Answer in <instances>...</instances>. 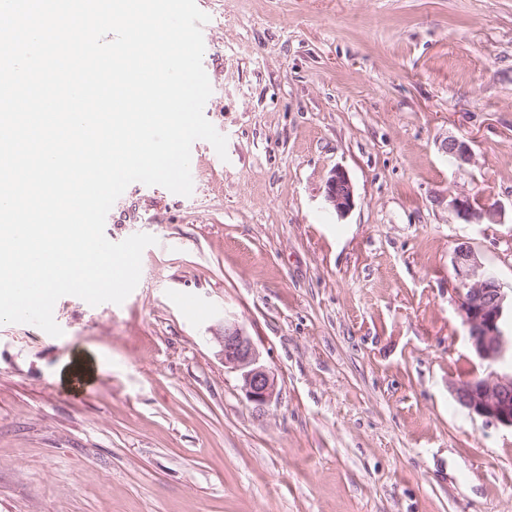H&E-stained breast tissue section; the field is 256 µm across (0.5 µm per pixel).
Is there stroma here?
Returning a JSON list of instances; mask_svg holds the SVG:
<instances>
[{
  "instance_id": "obj_1",
  "label": "stroma",
  "mask_w": 512,
  "mask_h": 512,
  "mask_svg": "<svg viewBox=\"0 0 512 512\" xmlns=\"http://www.w3.org/2000/svg\"><path fill=\"white\" fill-rule=\"evenodd\" d=\"M199 8L228 157L201 142L191 195L116 200L107 238L156 239L122 304L61 297L59 337L0 325V512H512V430L451 392L486 373L458 242L512 286V0ZM455 196L500 220L463 223ZM227 317L270 405L224 367ZM325 200L339 214H347L355 205L354 189L348 174L333 169L325 183ZM215 336L221 346L224 367L239 374L246 398L259 407L273 402L277 397V380L261 361L260 353L243 327L224 318V326L215 329Z\"/></svg>"
}]
</instances>
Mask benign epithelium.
<instances>
[{
    "label": "benign epithelium",
    "mask_w": 512,
    "mask_h": 512,
    "mask_svg": "<svg viewBox=\"0 0 512 512\" xmlns=\"http://www.w3.org/2000/svg\"><path fill=\"white\" fill-rule=\"evenodd\" d=\"M443 150L457 162L471 159L468 143L456 138L447 139ZM325 200L341 216L354 207L353 185L344 170L331 171L325 183ZM450 206L467 224H477L484 218L492 220L498 214L496 206L476 208L467 197L453 198ZM452 266L458 306L469 328L471 352L488 368L486 375L453 386V396L472 417L512 429V365L505 364L506 357L512 354V292L505 290L467 243L455 247ZM215 336L224 367L239 374L246 398L259 407L273 402L277 380L261 361L243 327L226 317Z\"/></svg>",
    "instance_id": "1"
}]
</instances>
